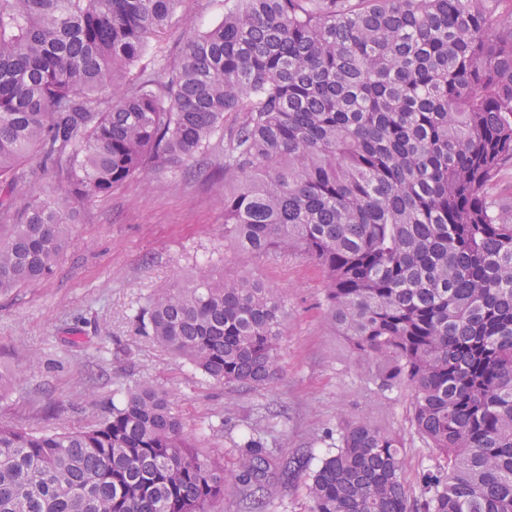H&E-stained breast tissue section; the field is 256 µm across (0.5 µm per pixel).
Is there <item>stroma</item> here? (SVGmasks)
Returning a JSON list of instances; mask_svg holds the SVG:
<instances>
[{"label": "stroma", "instance_id": "35a3bbf8", "mask_svg": "<svg viewBox=\"0 0 512 512\" xmlns=\"http://www.w3.org/2000/svg\"><path fill=\"white\" fill-rule=\"evenodd\" d=\"M235 0H179L174 17L143 59L177 55ZM224 137L206 156L155 162L107 196L83 200L55 274L0 294V371L21 374L0 401V423L67 431L96 423L127 387L169 393L198 451L225 470L241 463L245 424L257 425L267 448L300 451L318 464L344 415H365L405 442V478L418 486L432 454L409 422L410 396L381 391L377 368L328 320L327 276L296 252L243 260L224 233ZM36 170L13 189L16 207L66 186L63 174L31 156ZM228 278L246 276L277 289L286 334L280 376L246 388L213 381L136 330L135 316L155 291L187 281L202 265Z\"/></svg>", "mask_w": 512, "mask_h": 512}]
</instances>
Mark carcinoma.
<instances>
[{
  "label": "carcinoma",
  "mask_w": 512,
  "mask_h": 512,
  "mask_svg": "<svg viewBox=\"0 0 512 512\" xmlns=\"http://www.w3.org/2000/svg\"><path fill=\"white\" fill-rule=\"evenodd\" d=\"M177 4L0 0V215L31 152L67 176L0 224V293L52 276L80 199L206 153L235 115L225 229L324 270L334 326L410 391L436 455L414 494L402 439L362 416L314 469L252 426L226 472L136 385L90 426L0 424V512H211L228 483L261 512L300 481L310 512H512V206L490 195L512 165V0H237L125 86ZM138 329L226 385L278 378L282 297L247 277L200 267Z\"/></svg>",
  "instance_id": "carcinoma-1"
}]
</instances>
